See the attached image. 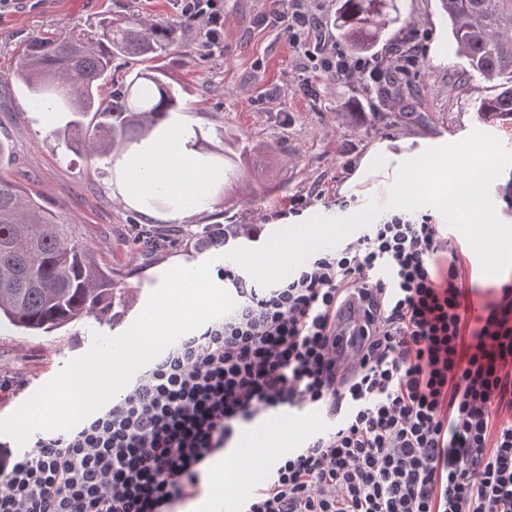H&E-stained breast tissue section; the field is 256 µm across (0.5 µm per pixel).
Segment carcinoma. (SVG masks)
<instances>
[{
  "label": "carcinoma",
  "instance_id": "carcinoma-1",
  "mask_svg": "<svg viewBox=\"0 0 512 512\" xmlns=\"http://www.w3.org/2000/svg\"><path fill=\"white\" fill-rule=\"evenodd\" d=\"M388 0H341L337 36L363 51L395 22ZM448 21V54L463 58L495 93L477 105L487 123L512 122V0H440ZM185 29L167 21L101 18L96 30L36 36L22 46L16 76L32 108L50 118L72 112L64 131L68 149L90 159L117 155L148 139L179 109L164 80L162 60ZM137 58L147 67L130 80L112 72L115 60ZM112 81L104 97L101 89ZM121 289L97 265L72 227L49 213L22 187L0 175V322L31 335L85 316L113 319Z\"/></svg>",
  "mask_w": 512,
  "mask_h": 512
}]
</instances>
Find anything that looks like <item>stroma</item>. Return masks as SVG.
I'll list each match as a JSON object with an SVG mask.
<instances>
[{"label": "stroma", "instance_id": "obj_1", "mask_svg": "<svg viewBox=\"0 0 512 512\" xmlns=\"http://www.w3.org/2000/svg\"><path fill=\"white\" fill-rule=\"evenodd\" d=\"M266 5V0H224L223 56L209 55L193 29L164 61L166 81L180 101L175 121L188 123L198 151L224 167V183L215 188L210 205L179 224L163 220L166 205L142 201L133 206L113 193L111 159L90 160L67 150L56 131L70 113L46 123L32 110L28 91L14 73L19 47L31 37L91 30L102 17L176 23L174 0H19L14 10L0 14V144L6 149L0 173L70 224L76 240L91 249L117 286L147 289L175 266L225 253L220 231L227 225H253L260 242H267L285 229L281 214L303 193L321 191L327 213L340 216L336 200L350 177L344 165L359 163L375 143L425 139L447 145L448 173L460 180L468 159L485 146L512 145V123L491 126L476 112L478 101L491 94L490 84L470 72L464 60L443 52L448 23L439 0H395L400 19L377 46L385 48L418 25L430 35L425 66L406 78L401 98H379L374 107L361 110L355 107L357 85L321 78L315 94L302 89L304 73L286 37L256 23ZM479 191L480 212L452 232L461 246L464 285L477 304L512 275L507 266L494 274L471 270L475 258L487 255L485 217H492L499 238L512 239V208L504 202L512 191V166L494 168ZM138 224L172 235L173 245L141 252L132 234ZM96 332L111 335V323L87 317L42 336L2 325L0 375L29 386L47 363L60 370L84 355ZM252 428L272 442L253 451L261 468L275 449L300 446L313 432L298 410L270 413ZM258 485L245 479L219 492L212 476H205L200 494L181 512H234Z\"/></svg>", "mask_w": 512, "mask_h": 512}]
</instances>
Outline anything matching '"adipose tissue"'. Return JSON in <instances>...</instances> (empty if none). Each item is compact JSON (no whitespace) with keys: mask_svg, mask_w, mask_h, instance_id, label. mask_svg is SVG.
Instances as JSON below:
<instances>
[{"mask_svg":"<svg viewBox=\"0 0 512 512\" xmlns=\"http://www.w3.org/2000/svg\"><path fill=\"white\" fill-rule=\"evenodd\" d=\"M190 134L169 123L159 124L150 142L132 146L113 164L115 191L126 201L160 190L177 199L165 218L182 221L192 202L208 198L224 181V170L188 147ZM345 195L370 196L384 209L416 210L427 204L439 210L458 205L463 196L448 175L447 146L409 142L376 143L346 181Z\"/></svg>","mask_w":512,"mask_h":512,"instance_id":"obj_1","label":"adipose tissue"}]
</instances>
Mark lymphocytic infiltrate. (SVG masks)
<instances>
[{"label": "lymphocytic infiltrate", "mask_w": 512, "mask_h": 512, "mask_svg": "<svg viewBox=\"0 0 512 512\" xmlns=\"http://www.w3.org/2000/svg\"><path fill=\"white\" fill-rule=\"evenodd\" d=\"M176 2L223 53L224 0ZM325 11L270 0L256 17L296 49L306 91L324 76L385 93L422 68L424 30L352 55L327 39ZM219 275L231 312L72 430L36 433L24 453L0 442V512H175L242 425L314 405L329 429L278 453L238 512H512V277L469 317L457 243L403 210L271 286L230 265ZM352 297L367 326L345 368L336 315Z\"/></svg>", "instance_id": "obj_1"}]
</instances>
